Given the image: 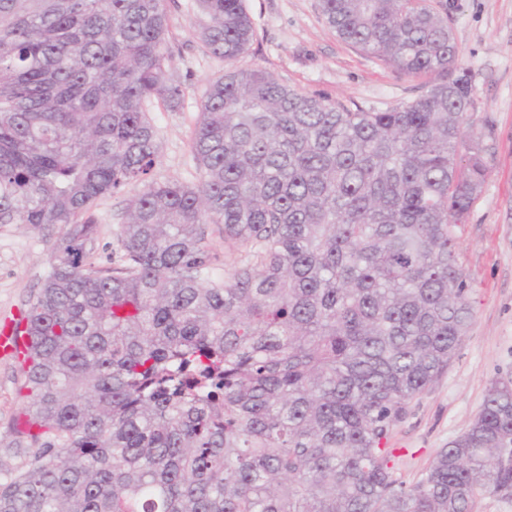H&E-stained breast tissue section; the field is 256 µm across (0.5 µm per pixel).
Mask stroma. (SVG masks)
I'll use <instances>...</instances> for the list:
<instances>
[{"instance_id": "35a3bbf8", "label": "stroma", "mask_w": 512, "mask_h": 512, "mask_svg": "<svg viewBox=\"0 0 512 512\" xmlns=\"http://www.w3.org/2000/svg\"><path fill=\"white\" fill-rule=\"evenodd\" d=\"M253 40L238 61L260 67L280 83L351 110L385 111L412 101L432 76H408L338 38L320 14L318 0H243ZM448 24L458 62L476 89L468 122L483 135L488 174L465 223L455 235L460 264L470 286L471 324L445 371L397 423L389 445L394 473L417 481L436 451L466 431L493 380H512V0H447ZM172 63L168 77L184 82L176 110L153 103L150 115L160 135L157 178L193 184L199 165L190 142L206 88L224 71L223 60L204 46L194 0H168ZM132 188L98 204L93 260L109 271L118 260L115 229ZM60 230L0 224V323L22 315L41 285ZM16 359L0 356V473L23 463L14 454L13 418L25 406Z\"/></svg>"}]
</instances>
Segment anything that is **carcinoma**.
<instances>
[{"label":"carcinoma","instance_id":"1","mask_svg":"<svg viewBox=\"0 0 512 512\" xmlns=\"http://www.w3.org/2000/svg\"><path fill=\"white\" fill-rule=\"evenodd\" d=\"M228 68L191 140L197 183L158 181L166 0H0V224L58 226L22 320L23 466L0 512H475L512 498V381L421 478L394 425L472 319L453 227L487 175L475 87L430 0H319L336 35L438 80L351 111L239 69L243 0H195ZM471 140L469 157L458 148ZM135 186L119 266L91 261L96 202ZM238 257L213 273L207 228Z\"/></svg>","mask_w":512,"mask_h":512}]
</instances>
